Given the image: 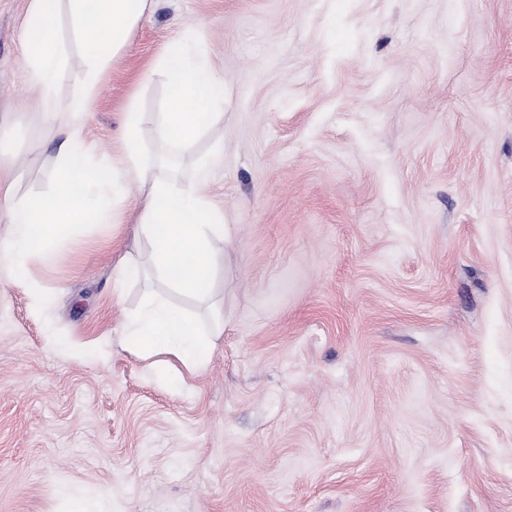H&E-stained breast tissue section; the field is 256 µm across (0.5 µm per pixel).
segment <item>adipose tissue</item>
<instances>
[{
	"mask_svg": "<svg viewBox=\"0 0 512 512\" xmlns=\"http://www.w3.org/2000/svg\"><path fill=\"white\" fill-rule=\"evenodd\" d=\"M56 0H31L25 34L29 43L24 72L42 111L55 109L54 89L67 74V48L56 35ZM75 30L83 36L82 71L69 103L73 114L84 112L103 77L125 52L148 0H66ZM165 72L170 93L162 111H140L130 102L125 149L120 167L87 169L80 122H72L61 145L58 191L50 197L16 200L11 185L0 181V216L9 233L0 240V270L23 273L30 264H52L67 229L90 218L109 219L119 191L137 185L143 196L137 235L150 244L149 260L156 278L169 293L191 296L208 309L206 321L188 316L167 295L148 293L129 317L124 346L152 368L160 381L178 378L190 385L208 366L224 334V305L213 297L219 244L230 237L224 212L204 187L224 147L213 143L206 158L183 175L161 158L149 157L138 144L140 128L150 124L155 142L165 151L184 154L204 136L209 125L224 118V82L204 54L191 53L182 38L168 43L154 63Z\"/></svg>",
	"mask_w": 512,
	"mask_h": 512,
	"instance_id": "1",
	"label": "adipose tissue"
}]
</instances>
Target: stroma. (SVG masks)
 Listing matches in <instances>:
<instances>
[{
    "mask_svg": "<svg viewBox=\"0 0 512 512\" xmlns=\"http://www.w3.org/2000/svg\"><path fill=\"white\" fill-rule=\"evenodd\" d=\"M30 0H0V176L49 195L81 70L43 112L22 73ZM223 73L207 186L231 241L228 313L191 387L123 348L150 270L114 291L139 191L0 271V512H512V0H152L82 117L119 163L173 38ZM51 293L42 313L31 291ZM67 339L103 356L69 357Z\"/></svg>",
    "mask_w": 512,
    "mask_h": 512,
    "instance_id": "obj_1",
    "label": "stroma"
}]
</instances>
